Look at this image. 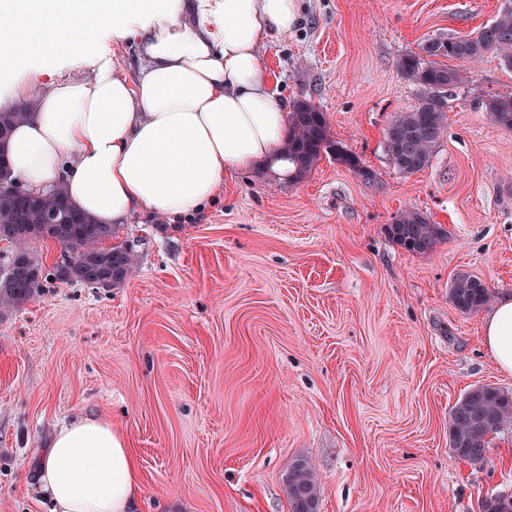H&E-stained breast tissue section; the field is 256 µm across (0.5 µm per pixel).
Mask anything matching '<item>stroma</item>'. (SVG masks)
Segmentation results:
<instances>
[{
    "mask_svg": "<svg viewBox=\"0 0 512 512\" xmlns=\"http://www.w3.org/2000/svg\"><path fill=\"white\" fill-rule=\"evenodd\" d=\"M503 2L300 0L264 62L281 100L319 105L373 180L331 154L298 181L237 173L202 213L121 225L136 265L120 284L56 282L0 319V512H51L37 460L84 416L126 433L140 512H290L298 459L318 473V512H479L512 493V425L481 466L448 439L467 389L512 392L483 314L448 297L461 273L512 297V130L482 106L512 94V69L492 54L472 66L423 171L400 173L387 148L419 104L399 57ZM405 210L445 228L429 253L389 238Z\"/></svg>",
    "mask_w": 512,
    "mask_h": 512,
    "instance_id": "1",
    "label": "stroma"
}]
</instances>
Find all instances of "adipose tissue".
I'll use <instances>...</instances> for the list:
<instances>
[{
    "label": "adipose tissue",
    "mask_w": 512,
    "mask_h": 512,
    "mask_svg": "<svg viewBox=\"0 0 512 512\" xmlns=\"http://www.w3.org/2000/svg\"><path fill=\"white\" fill-rule=\"evenodd\" d=\"M298 19L299 0H0V105L23 106L49 59L98 65L92 78L52 81L13 128L16 182L30 192L63 184L78 209L113 225L138 211L198 213L237 172L287 169L288 112L261 50ZM104 32L139 43L135 78L92 41ZM484 343L512 374V298L487 314ZM38 479L52 512H137L141 499L125 434L98 417L54 435Z\"/></svg>",
    "instance_id": "adipose-tissue-1"
}]
</instances>
